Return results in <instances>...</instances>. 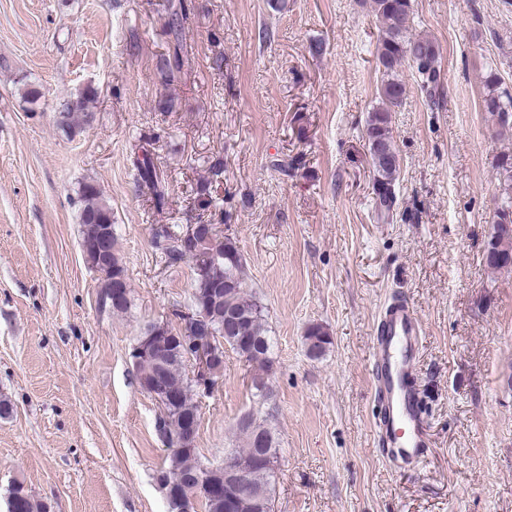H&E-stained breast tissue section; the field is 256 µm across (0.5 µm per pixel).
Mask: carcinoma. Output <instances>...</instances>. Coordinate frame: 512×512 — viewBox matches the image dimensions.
Wrapping results in <instances>:
<instances>
[{
	"label": "carcinoma",
	"mask_w": 512,
	"mask_h": 512,
	"mask_svg": "<svg viewBox=\"0 0 512 512\" xmlns=\"http://www.w3.org/2000/svg\"><path fill=\"white\" fill-rule=\"evenodd\" d=\"M372 9L379 21L380 35L376 47V59L381 67L382 80L379 104L368 112L363 137L368 143L373 170L372 194L377 220L387 221L396 206L395 182L400 170L399 155L392 143V112L405 104L407 85L400 76L403 65L413 68L420 80V89L429 100H435L442 84L440 49L438 44L424 35L409 33L412 0H372ZM184 5L171 13L169 29L175 40L172 54L162 58L158 66L161 79L169 81L183 66L180 52ZM488 93L484 108L496 120L499 134H512V94L500 89L498 77H487ZM98 96L94 88H86L75 97L66 99L64 110L55 116L56 125L69 127L75 117H89L88 109ZM137 185L150 189L157 207L166 204L163 189V171L147 152L134 161ZM504 177L505 196L497 208L494 230L486 249V264L493 270L512 267V158L504 157L498 163ZM82 227L81 245L91 268L99 273V299L102 306L114 313L127 310L131 287L126 269L116 250V235L112 208L103 198L97 181L84 180L78 190ZM152 244L163 252L167 261L175 265L189 259L194 266L206 267L204 274L194 273V287L190 309L204 313V320L189 322L184 332L164 335L150 340L148 351L134 361L137 373H147L160 380L166 391L178 395L165 417L159 419L156 431L172 448L167 467L159 477L170 478L180 485L196 480L205 463L198 456L197 435L188 428L200 421L199 404L194 399L197 384L188 369L189 351L181 342V336H193L203 342H213L214 358L212 373L215 379L224 376V356L231 350L256 371L271 372L272 342L267 336L265 308L256 298L245 279L244 262L237 240L228 235L211 234L205 230L199 242L178 243V233L166 224L152 228ZM308 352L318 357L331 340L323 326L315 324L307 329ZM236 438L241 447L224 454L226 461H244L249 466V482L236 490L232 499L203 496L199 500L188 499L184 512H197L195 503L201 502L203 512H272L274 474L277 448L270 429L264 421L250 425H235ZM8 512H37L34 502L23 483L11 485L8 496Z\"/></svg>",
	"instance_id": "obj_1"
}]
</instances>
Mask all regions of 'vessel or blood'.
I'll return each mask as SVG.
<instances>
[{"label":"vessel or blood","mask_w":512,"mask_h":512,"mask_svg":"<svg viewBox=\"0 0 512 512\" xmlns=\"http://www.w3.org/2000/svg\"><path fill=\"white\" fill-rule=\"evenodd\" d=\"M424 329L405 295H395L377 324L370 359L377 414L374 438L385 459L422 465L430 441L416 388V366Z\"/></svg>","instance_id":"1"}]
</instances>
